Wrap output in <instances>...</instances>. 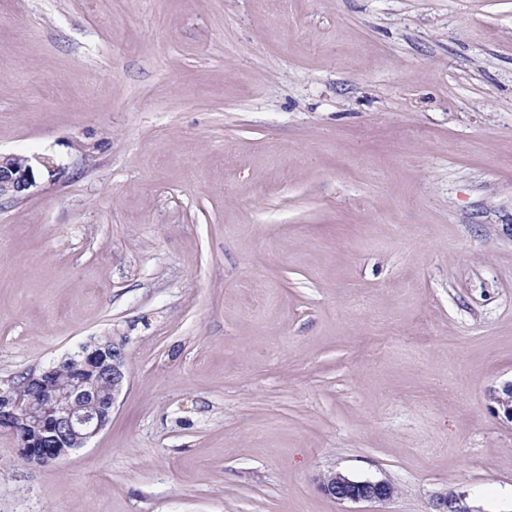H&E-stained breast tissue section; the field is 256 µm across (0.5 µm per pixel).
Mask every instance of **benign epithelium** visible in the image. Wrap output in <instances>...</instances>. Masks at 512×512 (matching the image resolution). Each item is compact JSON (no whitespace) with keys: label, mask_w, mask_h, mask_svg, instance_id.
Instances as JSON below:
<instances>
[{"label":"benign epithelium","mask_w":512,"mask_h":512,"mask_svg":"<svg viewBox=\"0 0 512 512\" xmlns=\"http://www.w3.org/2000/svg\"><path fill=\"white\" fill-rule=\"evenodd\" d=\"M34 167L27 157L0 154V197L20 198L36 186V173L54 178L48 159ZM126 381L125 351L115 336L91 338L74 354L39 373L28 375L24 392L0 394V432L19 440V454L44 467L84 447L110 422ZM337 502L377 503L395 494L386 481L355 480L331 473L320 482Z\"/></svg>","instance_id":"7a95c632"}]
</instances>
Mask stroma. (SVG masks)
<instances>
[{
  "label": "stroma",
  "instance_id": "35a3bbf8",
  "mask_svg": "<svg viewBox=\"0 0 512 512\" xmlns=\"http://www.w3.org/2000/svg\"><path fill=\"white\" fill-rule=\"evenodd\" d=\"M0 153V391L127 372L0 512H512V0H0ZM40 169L33 166L27 157L0 154V197L20 198L36 186V173L47 171L50 179L57 174L58 168L49 159L38 160ZM320 487L327 497L337 502L377 503L395 494V488L386 481L355 480L339 473L324 476Z\"/></svg>",
  "mask_w": 512,
  "mask_h": 512
}]
</instances>
